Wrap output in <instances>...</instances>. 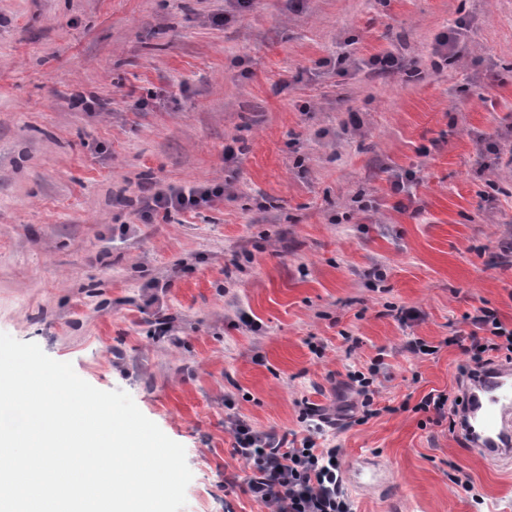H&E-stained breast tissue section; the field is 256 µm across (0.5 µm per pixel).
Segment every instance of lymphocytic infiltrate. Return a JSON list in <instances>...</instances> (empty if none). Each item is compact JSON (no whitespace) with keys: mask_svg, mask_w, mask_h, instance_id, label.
Returning <instances> with one entry per match:
<instances>
[{"mask_svg":"<svg viewBox=\"0 0 512 512\" xmlns=\"http://www.w3.org/2000/svg\"><path fill=\"white\" fill-rule=\"evenodd\" d=\"M222 194L219 188L156 190L146 203L147 212L193 210L210 205ZM475 333L445 338V345L460 346L467 357L461 373L473 376L492 364L495 353L512 362V328L495 310L479 309L471 319ZM235 455L247 460L252 474L245 490L263 501L270 512H352L340 489L336 451L316 448L311 438L291 439L263 435L243 422L232 428Z\"/></svg>","mask_w":512,"mask_h":512,"instance_id":"lymphocytic-infiltrate-1","label":"lymphocytic infiltrate"}]
</instances>
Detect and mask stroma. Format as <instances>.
<instances>
[{"label":"stroma","instance_id":"1","mask_svg":"<svg viewBox=\"0 0 512 512\" xmlns=\"http://www.w3.org/2000/svg\"><path fill=\"white\" fill-rule=\"evenodd\" d=\"M186 185L224 195L143 219ZM510 240L512 0H0V332L182 444L183 512H268L224 489L236 419L376 457L354 512H512V468L417 408L461 394L469 314L512 326Z\"/></svg>","mask_w":512,"mask_h":512}]
</instances>
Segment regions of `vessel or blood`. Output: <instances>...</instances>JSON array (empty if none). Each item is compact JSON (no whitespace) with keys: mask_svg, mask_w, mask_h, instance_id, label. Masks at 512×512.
I'll return each instance as SVG.
<instances>
[{"mask_svg":"<svg viewBox=\"0 0 512 512\" xmlns=\"http://www.w3.org/2000/svg\"><path fill=\"white\" fill-rule=\"evenodd\" d=\"M459 430L469 452L512 464V365L500 364L469 378Z\"/></svg>","mask_w":512,"mask_h":512,"instance_id":"b4317fda","label":"vessel or blood"}]
</instances>
